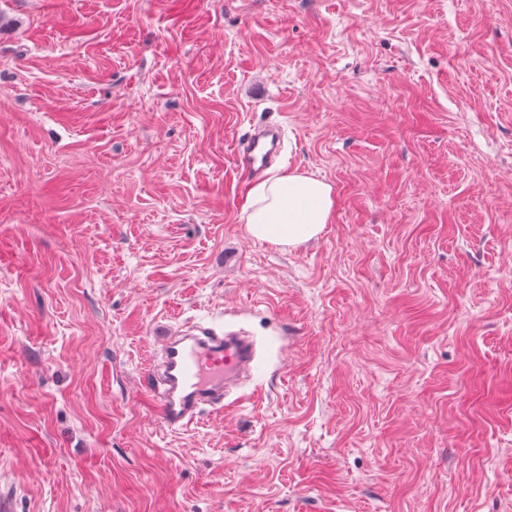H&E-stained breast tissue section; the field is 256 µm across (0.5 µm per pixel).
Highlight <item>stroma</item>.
<instances>
[{
  "instance_id": "obj_1",
  "label": "stroma",
  "mask_w": 512,
  "mask_h": 512,
  "mask_svg": "<svg viewBox=\"0 0 512 512\" xmlns=\"http://www.w3.org/2000/svg\"><path fill=\"white\" fill-rule=\"evenodd\" d=\"M258 123L334 188L296 248ZM193 318L260 398L171 430ZM0 512H512V0H0ZM283 147L281 128L257 127L235 144L236 163L247 181L259 179L279 159ZM334 189L307 175L275 173L253 186L243 210L249 234L259 241L297 246L315 238L329 224Z\"/></svg>"
}]
</instances>
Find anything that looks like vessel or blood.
I'll return each instance as SVG.
<instances>
[{"mask_svg":"<svg viewBox=\"0 0 512 512\" xmlns=\"http://www.w3.org/2000/svg\"><path fill=\"white\" fill-rule=\"evenodd\" d=\"M283 151L280 128L253 129L234 147L236 163L253 181L263 176ZM258 362L255 343L241 335L198 326L164 340L157 375L162 421L171 429L196 421L200 406L222 402L228 385Z\"/></svg>","mask_w":512,"mask_h":512,"instance_id":"vessel-or-blood-1","label":"vessel or blood"}]
</instances>
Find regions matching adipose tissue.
Here are the masks:
<instances>
[{
    "label": "adipose tissue",
    "mask_w": 512,
    "mask_h": 512,
    "mask_svg": "<svg viewBox=\"0 0 512 512\" xmlns=\"http://www.w3.org/2000/svg\"><path fill=\"white\" fill-rule=\"evenodd\" d=\"M333 209L331 184L299 173H276L252 187L245 224L256 240L297 246L322 232Z\"/></svg>",
    "instance_id": "obj_1"
}]
</instances>
